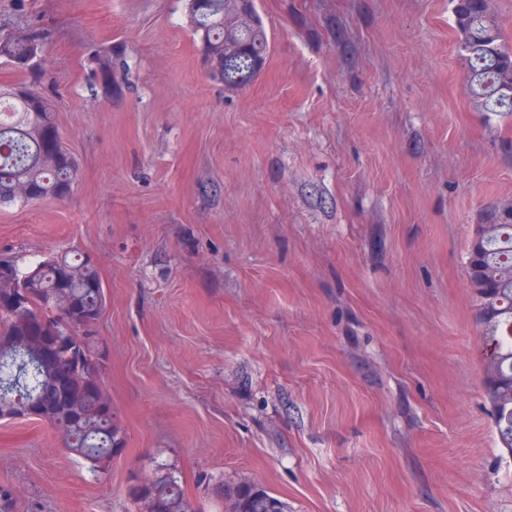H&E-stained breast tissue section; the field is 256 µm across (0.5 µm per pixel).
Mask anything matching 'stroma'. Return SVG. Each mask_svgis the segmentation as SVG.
Masks as SVG:
<instances>
[{
	"instance_id": "obj_1",
	"label": "stroma",
	"mask_w": 512,
	"mask_h": 512,
	"mask_svg": "<svg viewBox=\"0 0 512 512\" xmlns=\"http://www.w3.org/2000/svg\"><path fill=\"white\" fill-rule=\"evenodd\" d=\"M271 54L207 74L184 0H0L47 36L39 89L79 165L0 206V256L76 250L107 293L127 446L93 474L44 421L0 420L15 512H136L131 472L251 479L292 512H512L481 397L465 257L512 199V118L476 111L448 0H257ZM127 62L93 100L91 55Z\"/></svg>"
}]
</instances>
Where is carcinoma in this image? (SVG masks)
<instances>
[{"instance_id":"cac0c4a2","label":"carcinoma","mask_w":512,"mask_h":512,"mask_svg":"<svg viewBox=\"0 0 512 512\" xmlns=\"http://www.w3.org/2000/svg\"><path fill=\"white\" fill-rule=\"evenodd\" d=\"M190 0L188 22L198 36L212 79L229 89L249 81L235 77L269 55L266 26L249 14L256 0ZM456 51L478 112L512 115V44L491 0H452ZM44 53V38L18 27L0 39V58L22 73ZM94 98L123 93L115 72L124 62L110 48L95 50ZM9 100L8 122L0 121V205L67 197L78 177L76 158L60 144L53 102L25 83L0 86ZM468 288L477 324L491 347L482 377L500 448L512 457V201L491 203L475 225L467 248ZM0 420L26 411L57 429L65 449L96 473L126 449L125 432L92 377L98 344L80 340V330L100 317L106 295L96 265L87 257L53 253L22 268L0 267ZM212 493L224 512H290L288 502L263 485L241 479L220 482ZM134 506L142 497L152 512H201L175 472L156 466L155 477L130 488Z\"/></svg>"}]
</instances>
